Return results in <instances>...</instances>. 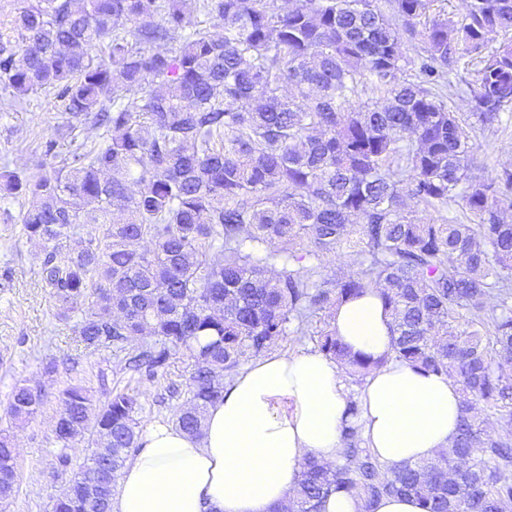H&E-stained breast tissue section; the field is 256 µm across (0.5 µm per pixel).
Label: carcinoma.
I'll return each mask as SVG.
<instances>
[{
  "label": "carcinoma",
  "instance_id": "cac0c4a2",
  "mask_svg": "<svg viewBox=\"0 0 512 512\" xmlns=\"http://www.w3.org/2000/svg\"><path fill=\"white\" fill-rule=\"evenodd\" d=\"M185 2L27 0L0 27V84L15 99L51 92L66 115V154L55 138L39 145L60 165L38 177L0 171V200L34 199L20 224L42 244L56 317L87 349L127 352L140 381L166 376L182 353L190 404L175 422L190 434L225 377L291 333L316 337L355 381L390 358L445 375L462 394L448 452L386 470L349 425L336 463L305 461L282 512H319L338 491L364 512L385 495L423 512H512V431L485 434L482 414L512 422V223L502 217L512 170L473 175L475 145L447 106L450 91L468 98L484 126L512 108V0H468L456 19L430 16L435 0ZM462 60L471 79L452 88ZM83 128L99 132L98 146ZM407 198L438 218L415 222ZM451 203L473 222L446 216ZM82 224L98 232L73 249ZM337 247L357 275L322 274L320 257ZM373 288L392 326L378 361L349 352L321 317ZM59 403L53 512H108L142 404L120 389L97 406L80 383ZM43 404L40 388L17 384L7 414L25 422ZM84 439L93 449L74 471L64 449ZM19 486L1 432L0 501Z\"/></svg>",
  "mask_w": 512,
  "mask_h": 512
}]
</instances>
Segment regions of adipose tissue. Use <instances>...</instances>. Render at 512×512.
I'll list each match as a JSON object with an SVG mask.
<instances>
[{
  "mask_svg": "<svg viewBox=\"0 0 512 512\" xmlns=\"http://www.w3.org/2000/svg\"><path fill=\"white\" fill-rule=\"evenodd\" d=\"M330 322L353 352L390 349L391 316L377 290L338 305ZM462 396L447 376L391 360L374 368L348 413L345 374L319 350L254 358L208 407L202 434L144 426L113 489L110 512H275L301 463L335 462L345 426L358 424L385 468L434 458L458 431Z\"/></svg>",
  "mask_w": 512,
  "mask_h": 512,
  "instance_id": "obj_1",
  "label": "adipose tissue"
}]
</instances>
